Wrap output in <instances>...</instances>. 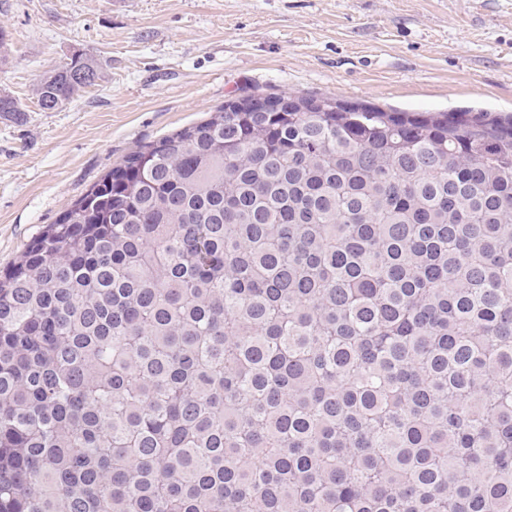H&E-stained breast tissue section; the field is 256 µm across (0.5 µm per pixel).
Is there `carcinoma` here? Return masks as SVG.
I'll list each match as a JSON object with an SVG mask.
<instances>
[{"label": "carcinoma", "instance_id": "carcinoma-1", "mask_svg": "<svg viewBox=\"0 0 512 512\" xmlns=\"http://www.w3.org/2000/svg\"><path fill=\"white\" fill-rule=\"evenodd\" d=\"M281 99L0 271V512H512V119Z\"/></svg>", "mask_w": 512, "mask_h": 512}]
</instances>
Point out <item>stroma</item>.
Returning a JSON list of instances; mask_svg holds the SVG:
<instances>
[{
	"instance_id": "obj_1",
	"label": "stroma",
	"mask_w": 512,
	"mask_h": 512,
	"mask_svg": "<svg viewBox=\"0 0 512 512\" xmlns=\"http://www.w3.org/2000/svg\"><path fill=\"white\" fill-rule=\"evenodd\" d=\"M0 271L139 147L248 94L512 116V0H0ZM75 53L96 84L39 108Z\"/></svg>"
}]
</instances>
